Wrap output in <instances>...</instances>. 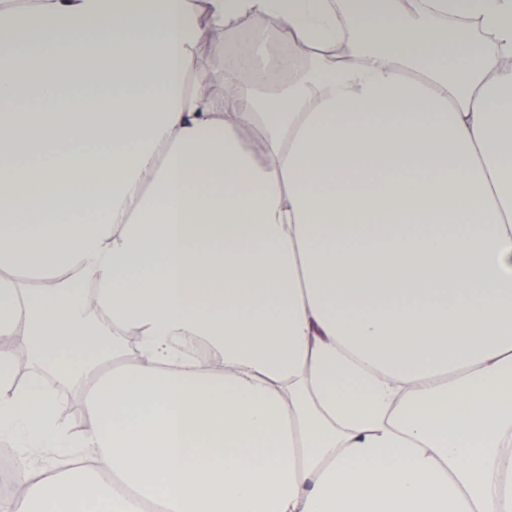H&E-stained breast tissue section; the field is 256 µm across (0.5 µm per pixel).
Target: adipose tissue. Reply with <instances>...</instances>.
<instances>
[{"label": "adipose tissue", "mask_w": 512, "mask_h": 512, "mask_svg": "<svg viewBox=\"0 0 512 512\" xmlns=\"http://www.w3.org/2000/svg\"><path fill=\"white\" fill-rule=\"evenodd\" d=\"M351 11L0 0V337L90 421L2 348L0 433L96 451L0 512H512V0ZM255 12L318 65L215 96ZM245 17L239 19L227 27H224V38L231 36L233 39L234 53L231 55V60L237 71L242 69V67L245 65L247 57L245 51L246 36L241 35L239 37V33L236 32L241 30L244 27V24L249 21V19ZM6 345L15 352V378L26 379L33 369L30 359L24 351L23 344L19 341L18 337L15 338H0V346Z\"/></svg>", "instance_id": "1"}]
</instances>
